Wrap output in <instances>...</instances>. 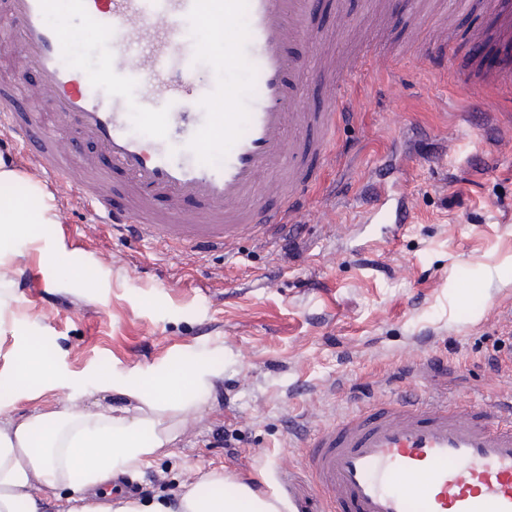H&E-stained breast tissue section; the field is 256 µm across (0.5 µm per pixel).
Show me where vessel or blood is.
Instances as JSON below:
<instances>
[{
  "label": "vessel or blood",
  "mask_w": 512,
  "mask_h": 512,
  "mask_svg": "<svg viewBox=\"0 0 512 512\" xmlns=\"http://www.w3.org/2000/svg\"><path fill=\"white\" fill-rule=\"evenodd\" d=\"M493 32L474 31L479 66L466 94L489 108L487 87L512 90V6L488 0ZM83 12L110 39L100 63L112 85L101 97L71 59L69 40L48 24L49 0H0V14L21 20L26 65L42 77L36 93L54 101L49 114L17 112L0 88V131L26 159L63 185L72 170L82 180L86 216L140 241H171L203 249L226 247L282 229L313 170L325 158L338 119L352 112L346 99L326 95L324 109L301 104L308 70L332 78L372 68L369 60L336 64L319 55L307 64L288 47L316 43L309 19L320 0H80ZM424 16L464 12L468 0H409ZM216 25L223 55L211 58L213 81L194 79L201 58L192 32L202 17ZM253 77L242 98L224 79L226 65ZM223 103L220 112L210 103ZM139 114L147 132L129 130ZM74 125L112 161L68 151L56 128ZM181 139L184 153L168 148ZM123 178L127 201L112 207L111 172ZM165 205H158V198ZM197 204L185 213V200ZM359 203L370 224H405L402 201L375 188ZM300 461L326 512H512V397L483 405L435 401L418 392L372 400L319 430L303 434Z\"/></svg>",
  "instance_id": "1"
}]
</instances>
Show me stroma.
Here are the masks:
<instances>
[{"label":"stroma","mask_w":512,"mask_h":512,"mask_svg":"<svg viewBox=\"0 0 512 512\" xmlns=\"http://www.w3.org/2000/svg\"><path fill=\"white\" fill-rule=\"evenodd\" d=\"M55 6L74 58L94 77L107 41L76 0ZM488 16L486 0H473L451 25L462 31ZM310 23L325 38L292 45L300 58H350L368 40L392 65L348 78L356 110L301 192L292 239L193 250L138 241L87 221L78 173L55 189L15 161L12 192L45 187L60 221L11 237V259L0 264V297L10 301L0 323V421L69 395L82 409L124 405L100 389L103 378L134 380L195 359L216 372L205 407L186 414L178 440L135 476L139 499L174 497L218 469L292 495L296 512H325L289 424L315 430L403 386L487 401L512 387L487 364L512 316V141L489 135L512 128V97L477 111L461 94L466 58L451 74L429 64L451 26L441 16L326 0ZM39 81L19 58L0 67V82L19 86L21 108L52 112L31 95ZM368 183L407 202L408 225L360 231ZM25 341L52 358L64 388L16 386L12 353ZM219 431L234 453L216 442Z\"/></svg>","instance_id":"1"}]
</instances>
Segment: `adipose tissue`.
Masks as SVG:
<instances>
[{
    "mask_svg": "<svg viewBox=\"0 0 512 512\" xmlns=\"http://www.w3.org/2000/svg\"><path fill=\"white\" fill-rule=\"evenodd\" d=\"M14 171L0 169V224H45L49 218L36 205L41 187L27 195L13 194ZM22 382L37 380L59 387L52 362L33 345L14 351ZM214 372L197 363L177 371L144 374L141 382L113 380L111 389L130 398L127 406L105 411L75 410L72 403L32 412L16 421L0 423V512H40L35 484L72 490L65 512H275L250 483L240 482L233 497L218 495L222 472L208 474L204 487L193 488L172 500H131L122 505L90 498L91 489L116 475H135L159 449L176 439L183 416L206 404Z\"/></svg>",
    "mask_w": 512,
    "mask_h": 512,
    "instance_id": "ef3b65f1",
    "label": "adipose tissue"
}]
</instances>
